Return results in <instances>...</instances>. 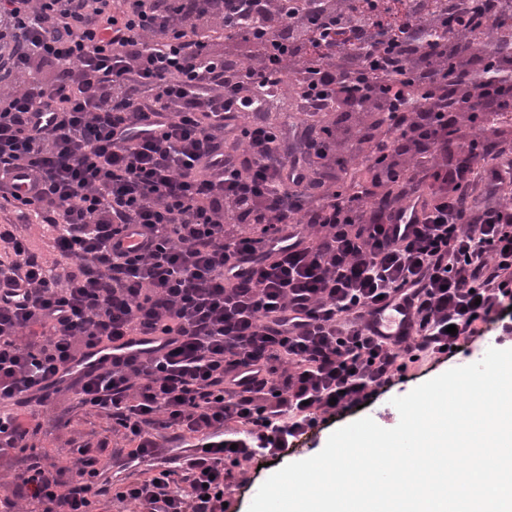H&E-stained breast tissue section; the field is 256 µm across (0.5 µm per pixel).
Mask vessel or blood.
<instances>
[{"label":"vessel or blood","mask_w":512,"mask_h":512,"mask_svg":"<svg viewBox=\"0 0 512 512\" xmlns=\"http://www.w3.org/2000/svg\"><path fill=\"white\" fill-rule=\"evenodd\" d=\"M368 324L381 336H400L409 328V319L392 310L381 311L368 316ZM167 349L166 341L159 336H143L129 343L99 344L84 355L62 367L54 378L56 386L75 385L87 375L100 372L112 362L131 357L160 355Z\"/></svg>","instance_id":"obj_1"}]
</instances>
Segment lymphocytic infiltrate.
<instances>
[{
  "label": "lymphocytic infiltrate",
  "instance_id": "obj_1",
  "mask_svg": "<svg viewBox=\"0 0 512 512\" xmlns=\"http://www.w3.org/2000/svg\"><path fill=\"white\" fill-rule=\"evenodd\" d=\"M487 31L506 55L478 47ZM288 97L305 115L289 163L265 116ZM32 218L53 228V260L17 232ZM0 250V512H98L109 494L224 512L235 468L512 302V5L476 19L469 0H0ZM392 304L409 334L371 332ZM139 336L170 347L76 395L125 447L16 465L43 383ZM167 430L191 438L185 454ZM107 455L126 472L112 493Z\"/></svg>",
  "mask_w": 512,
  "mask_h": 512
}]
</instances>
